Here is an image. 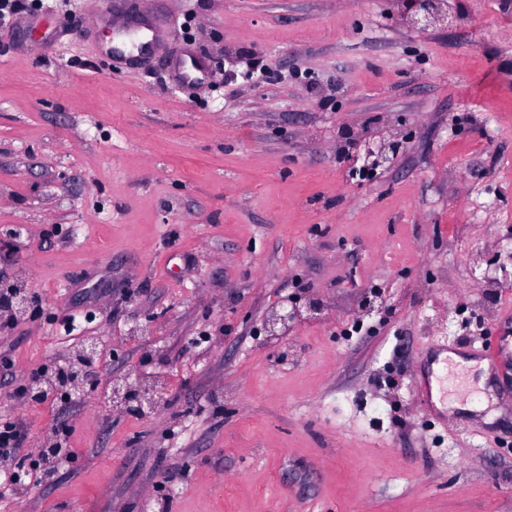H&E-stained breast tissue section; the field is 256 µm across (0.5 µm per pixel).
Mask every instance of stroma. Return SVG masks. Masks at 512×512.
<instances>
[{"label": "stroma", "instance_id": "obj_1", "mask_svg": "<svg viewBox=\"0 0 512 512\" xmlns=\"http://www.w3.org/2000/svg\"><path fill=\"white\" fill-rule=\"evenodd\" d=\"M149 2L137 54L100 0L0 27V291L39 300L0 424L74 454L0 512H512V0L423 33L399 0ZM92 340L94 388L22 398ZM438 343L500 344L484 411L420 400Z\"/></svg>", "mask_w": 512, "mask_h": 512}]
</instances>
